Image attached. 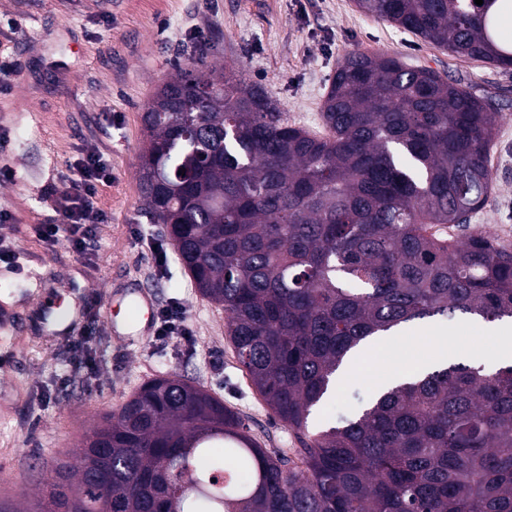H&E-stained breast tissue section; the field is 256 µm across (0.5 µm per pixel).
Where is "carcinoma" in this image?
Returning a JSON list of instances; mask_svg holds the SVG:
<instances>
[{
  "mask_svg": "<svg viewBox=\"0 0 512 512\" xmlns=\"http://www.w3.org/2000/svg\"><path fill=\"white\" fill-rule=\"evenodd\" d=\"M456 56L512 67V0H357ZM499 112L458 81L348 54L316 136L233 67L179 69L143 114L144 206L236 357L296 432L362 343L414 320L512 319V250L472 232ZM185 174H180V170ZM178 375L155 378L57 461L49 512H512V363L454 362L307 437L301 464Z\"/></svg>",
  "mask_w": 512,
  "mask_h": 512,
  "instance_id": "1",
  "label": "carcinoma"
}]
</instances>
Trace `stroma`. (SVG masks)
Returning <instances> with one entry per match:
<instances>
[{
	"label": "stroma",
	"instance_id": "obj_1",
	"mask_svg": "<svg viewBox=\"0 0 512 512\" xmlns=\"http://www.w3.org/2000/svg\"><path fill=\"white\" fill-rule=\"evenodd\" d=\"M357 51L431 68L495 100L494 187L468 227L447 233L461 242L474 229L495 238L512 227V68L452 55L361 12L355 0H110L105 7L99 0H0V59L25 62L10 90L0 92V211L10 216L0 223V238L20 256L15 267L0 262V315L22 311L33 276L51 270V299L67 311L93 292L127 315L126 294L146 284L157 306L182 305L191 332L187 342L130 345L96 328L81 338L96 373L77 376L67 342L43 339L33 318L16 326L15 356L0 375V500L24 502L34 512L44 471L72 458L103 415L168 374L223 401L261 448L297 457L295 431L241 370L223 306L197 292L166 227L144 210L142 113L175 66L200 59L235 67L279 102L289 125L320 135L326 91L344 57ZM87 143L111 160L112 180L96 199L110 221L98 226L95 251L81 258L67 242L48 247L32 227L53 218L44 190L65 188L64 161ZM158 247L168 254L161 272L153 257ZM443 334L470 350L496 349L481 319L406 324L393 344L395 361L345 378L310 431L355 416L384 372L436 351Z\"/></svg>",
	"mask_w": 512,
	"mask_h": 512
}]
</instances>
